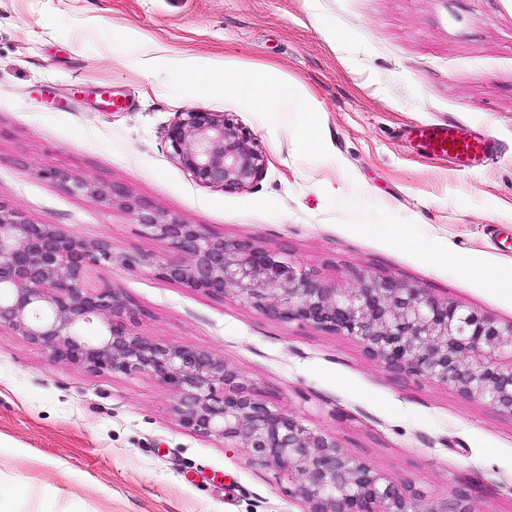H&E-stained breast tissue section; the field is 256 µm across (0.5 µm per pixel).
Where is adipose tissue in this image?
I'll use <instances>...</instances> for the list:
<instances>
[{
  "mask_svg": "<svg viewBox=\"0 0 512 512\" xmlns=\"http://www.w3.org/2000/svg\"><path fill=\"white\" fill-rule=\"evenodd\" d=\"M170 66L211 92L235 94L246 109L263 118L274 117L288 106L305 116L320 109L303 83L272 68L256 73L226 62L218 64L196 58H175Z\"/></svg>",
  "mask_w": 512,
  "mask_h": 512,
  "instance_id": "ef3b65f1",
  "label": "adipose tissue"
}]
</instances>
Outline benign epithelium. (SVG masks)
<instances>
[{
    "label": "benign epithelium",
    "mask_w": 512,
    "mask_h": 512,
    "mask_svg": "<svg viewBox=\"0 0 512 512\" xmlns=\"http://www.w3.org/2000/svg\"><path fill=\"white\" fill-rule=\"evenodd\" d=\"M172 156L200 184L225 192L252 185L265 159L251 133L216 112H186L168 129ZM46 176L73 194L112 204L167 242L173 256L117 257L106 241L89 243L53 224L23 218L0 201V326L65 364L94 373H148L179 397L181 425L245 448L252 461L287 477L304 512H476L460 492L427 505L397 482L347 454L336 439L306 427L239 381L224 358L191 345L173 346L133 329L139 311L119 291L88 285L91 271L118 259L216 298L238 300L282 322L298 321L354 339L394 373L451 387L512 416V323L428 296L397 279L356 275L338 288L317 271L252 240L224 239L132 198L119 187L63 171ZM101 322L89 339L86 325Z\"/></svg>",
    "instance_id": "7a95c632"
}]
</instances>
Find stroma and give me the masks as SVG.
<instances>
[{"label": "stroma", "instance_id": "1", "mask_svg": "<svg viewBox=\"0 0 512 512\" xmlns=\"http://www.w3.org/2000/svg\"><path fill=\"white\" fill-rule=\"evenodd\" d=\"M116 29L125 51L112 48ZM146 50L303 82L335 164L304 152L296 113L267 126L234 95L141 69ZM192 111L250 131L265 156L250 187L203 186L171 156L167 131ZM448 122L492 134L497 159L463 171L402 135ZM49 169L255 240L342 288L359 272L388 276L512 322V291L493 283L512 266V0H0V201L110 242L118 259L92 280L140 310L137 333L222 357L271 405L425 502L465 491L477 512H512V417L395 374L346 336L121 264L170 249ZM303 510L275 469L184 429L156 377L58 363L0 326V512Z\"/></svg>", "mask_w": 512, "mask_h": 512}]
</instances>
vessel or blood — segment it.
<instances>
[{"label": "vessel or blood", "instance_id": "obj_1", "mask_svg": "<svg viewBox=\"0 0 512 512\" xmlns=\"http://www.w3.org/2000/svg\"><path fill=\"white\" fill-rule=\"evenodd\" d=\"M413 136L429 153L448 156L463 168L493 160L498 153L492 138L476 134L461 124L426 125L415 129Z\"/></svg>", "mask_w": 512, "mask_h": 512}]
</instances>
